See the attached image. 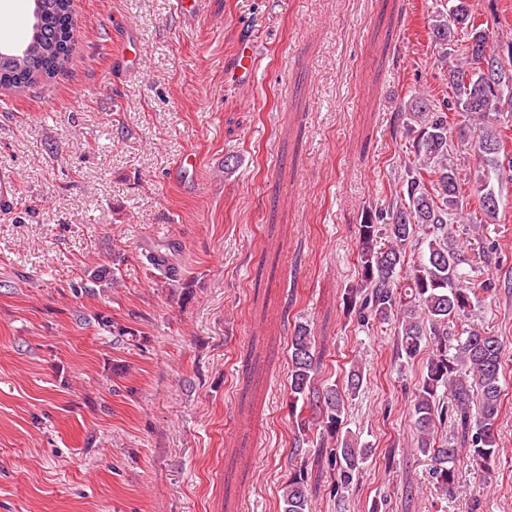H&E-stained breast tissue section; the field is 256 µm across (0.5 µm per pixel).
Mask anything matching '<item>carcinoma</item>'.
I'll return each instance as SVG.
<instances>
[{
	"label": "carcinoma",
	"mask_w": 512,
	"mask_h": 512,
	"mask_svg": "<svg viewBox=\"0 0 512 512\" xmlns=\"http://www.w3.org/2000/svg\"><path fill=\"white\" fill-rule=\"evenodd\" d=\"M450 6L435 16L431 38L439 46L438 62L446 73L448 95L434 98L416 91L405 106L406 134H415L413 155L404 162V173L391 190L386 208L363 212L359 224L357 262L359 280L348 289L346 308L360 320L394 325L397 352L411 361L427 336L434 348L422 383L411 405L417 451L434 462L433 477L443 486L455 481L461 449L467 457L490 467L498 453L496 427L502 395L500 384L502 345L498 337L473 326L468 335L448 349V325L469 322L479 298L495 290L489 280L467 278L461 273L466 256L459 247L457 224L474 223V215L494 218L499 206L489 207L484 195L495 192L485 173L474 182L463 179L449 155V142L477 155L499 183H512V135L499 126L505 112L512 113V42L504 40L497 21L475 16L469 0H447ZM33 35L28 47L0 50V87L17 96L64 72L71 61L76 28L71 0H38L34 4ZM471 30L470 42L454 48V29ZM500 60L496 79H483L481 51L475 43ZM476 115L478 133L450 120V116ZM470 189H465V184ZM477 207L468 210V197ZM414 240L424 248L419 259L406 260ZM149 256L161 282L180 281L172 263L175 246L162 245ZM290 414L296 416V452L303 453L310 425L316 423L330 435L340 433L349 399L359 393L364 373L350 368L345 384L322 389L314 385L318 367L315 337L306 325L295 326L290 339ZM307 404L315 417L297 416V405ZM451 420L460 444L436 445V424ZM372 449L347 435L334 453L336 489L353 484ZM282 512H309L305 472L288 477L282 489Z\"/></svg>",
	"instance_id": "1"
}]
</instances>
